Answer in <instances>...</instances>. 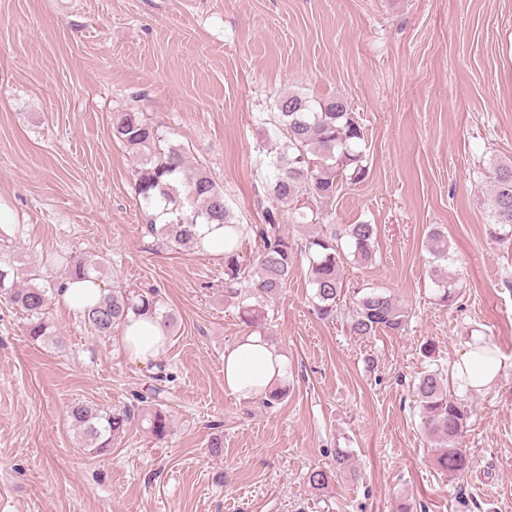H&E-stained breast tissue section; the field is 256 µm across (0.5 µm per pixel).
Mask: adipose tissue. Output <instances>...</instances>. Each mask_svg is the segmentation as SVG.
Segmentation results:
<instances>
[{
	"instance_id": "obj_1",
	"label": "adipose tissue",
	"mask_w": 512,
	"mask_h": 512,
	"mask_svg": "<svg viewBox=\"0 0 512 512\" xmlns=\"http://www.w3.org/2000/svg\"><path fill=\"white\" fill-rule=\"evenodd\" d=\"M168 340V333L160 320L133 316L123 328L121 345L130 358L146 366L161 359ZM482 342V337H472L456 366L455 378L462 389L479 391L496 379L495 362L483 363L477 358L475 349ZM285 375L283 355L260 334L242 336L224 352V389L237 398L261 397L271 385L282 381Z\"/></svg>"
}]
</instances>
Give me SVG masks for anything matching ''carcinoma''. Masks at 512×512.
<instances>
[{"instance_id":"1","label":"carcinoma","mask_w":512,"mask_h":512,"mask_svg":"<svg viewBox=\"0 0 512 512\" xmlns=\"http://www.w3.org/2000/svg\"><path fill=\"white\" fill-rule=\"evenodd\" d=\"M269 124L271 137L282 142V148L268 164L267 193L279 210L288 212L293 223L319 225L305 244L299 246L282 235L276 213L270 211L268 223L254 229L263 241L257 263L249 270L243 268L238 243L234 242L240 224L224 198V189L205 168L190 169L184 148L169 141L160 125L146 121L139 112H116L112 137L146 155L136 170L135 193L152 210L148 232L164 244L192 251L196 225H224L225 297L237 300L240 319L255 331L268 320V307L287 287L302 255L308 261L313 309L320 319L341 316L350 335L358 337L402 331L408 311L386 293H357L351 305L342 307L344 261L349 254L371 260L376 238L372 224H348L338 230L326 222L340 181L358 183L369 175L365 133L356 113L342 97L313 98L292 92L275 101ZM487 231L500 241L512 240V162L496 166L494 204ZM426 247L434 259L430 274L439 290V301L446 304L455 295V281L448 273V237L433 228ZM39 279L40 275L30 272L20 283L17 269L6 261L0 262V297L22 312L25 333L33 341L51 335L45 317L49 288L37 283ZM131 313L157 316L168 329L174 325L172 314L162 310L154 289L130 293L114 288L82 311L84 322L99 336L111 335ZM415 393L421 431L444 443L438 449L436 465L451 473L463 471L467 460L458 444L467 427L468 412L464 399L448 390L447 369L438 365L424 371ZM287 394V386L278 383L260 403L271 409L282 403ZM134 399L136 404L122 410L84 404L70 408L72 425L89 452L102 454L110 450L124 434L135 419L137 404L146 402L139 393L134 394ZM143 417L154 438L162 439L170 432L169 416L160 405H152ZM332 476L331 471L316 467L306 473V482L311 489L321 491L329 487Z\"/></svg>"}]
</instances>
